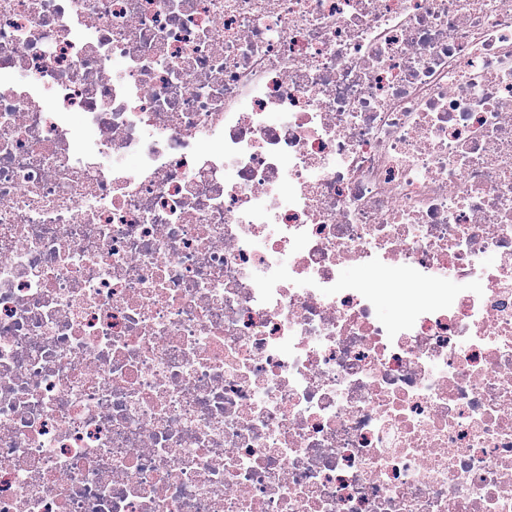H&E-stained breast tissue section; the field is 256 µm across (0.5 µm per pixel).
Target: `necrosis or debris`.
Returning <instances> with one entry per match:
<instances>
[{"mask_svg": "<svg viewBox=\"0 0 512 512\" xmlns=\"http://www.w3.org/2000/svg\"><path fill=\"white\" fill-rule=\"evenodd\" d=\"M0 512H512V0H0Z\"/></svg>", "mask_w": 512, "mask_h": 512, "instance_id": "obj_1", "label": "necrosis or debris"}]
</instances>
